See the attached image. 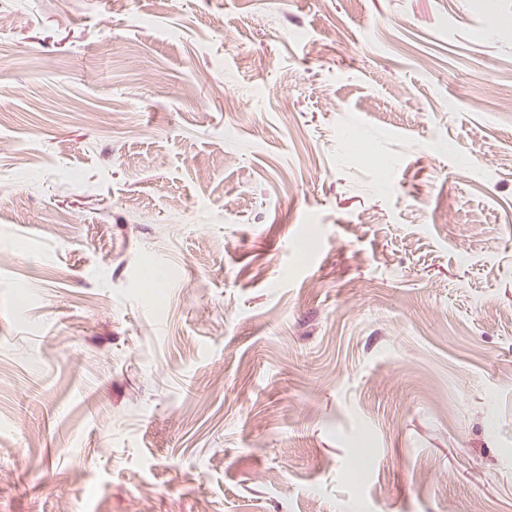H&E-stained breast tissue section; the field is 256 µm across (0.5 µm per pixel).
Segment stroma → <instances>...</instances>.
<instances>
[{
	"instance_id": "obj_1",
	"label": "stroma",
	"mask_w": 512,
	"mask_h": 512,
	"mask_svg": "<svg viewBox=\"0 0 512 512\" xmlns=\"http://www.w3.org/2000/svg\"><path fill=\"white\" fill-rule=\"evenodd\" d=\"M9 8L0 512H512V0Z\"/></svg>"
}]
</instances>
